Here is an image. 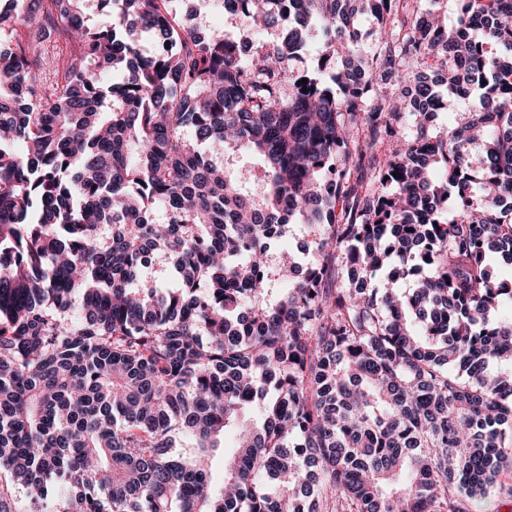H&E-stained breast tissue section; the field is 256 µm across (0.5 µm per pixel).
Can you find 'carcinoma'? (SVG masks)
<instances>
[{"label": "carcinoma", "mask_w": 512, "mask_h": 512, "mask_svg": "<svg viewBox=\"0 0 512 512\" xmlns=\"http://www.w3.org/2000/svg\"><path fill=\"white\" fill-rule=\"evenodd\" d=\"M7 2L0 512L487 496L512 463V0L451 26L448 0H237L280 28L244 58L170 0H97L96 25L91 0ZM314 20L332 87L299 66Z\"/></svg>", "instance_id": "1"}]
</instances>
